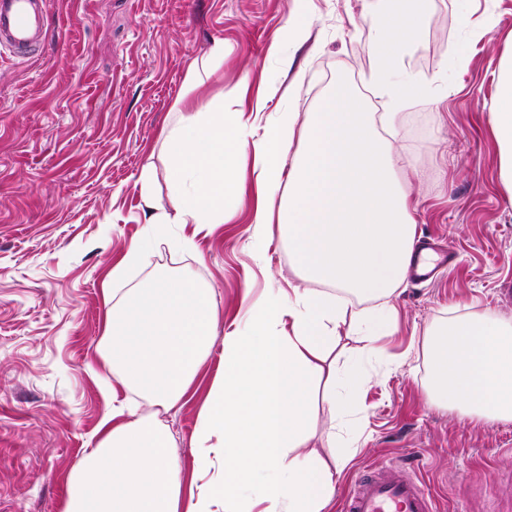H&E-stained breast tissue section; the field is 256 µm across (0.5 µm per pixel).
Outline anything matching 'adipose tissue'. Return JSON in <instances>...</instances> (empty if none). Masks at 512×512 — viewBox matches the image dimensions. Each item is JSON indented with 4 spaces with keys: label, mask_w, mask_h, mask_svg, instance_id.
<instances>
[{
    "label": "adipose tissue",
    "mask_w": 512,
    "mask_h": 512,
    "mask_svg": "<svg viewBox=\"0 0 512 512\" xmlns=\"http://www.w3.org/2000/svg\"><path fill=\"white\" fill-rule=\"evenodd\" d=\"M428 0H377L369 20V81L391 110L421 97L424 84L405 57L429 20ZM294 108L278 113L254 149L258 179L286 188L278 221L303 287L270 292L246 329L225 336L218 371L199 411L194 468H222L218 482L184 491L171 435L117 404L98 442L71 476L62 512H327L349 451L308 450L320 406L330 419L355 421L379 342L395 328L393 298L413 264L415 225L409 194L397 178L390 143L374 115L336 81L296 133ZM499 149V179L512 205V55L502 63L488 118ZM302 143H295V135ZM239 115L204 112L184 101L163 131L172 212L147 218L143 242L113 266V280L141 263L150 241L175 224H220L224 198L240 189L237 159L246 145ZM105 317V354L121 390L140 391L170 409L189 393L206 357L217 306L187 276H158L115 296ZM368 308L348 317L349 297ZM354 352L340 355L342 335ZM428 400L466 417L512 421V323L485 315L451 318L426 334ZM258 493L242 499L241 487Z\"/></svg>",
    "instance_id": "obj_1"
}]
</instances>
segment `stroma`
Segmentation results:
<instances>
[{
	"instance_id": "35a3bbf8",
	"label": "stroma",
	"mask_w": 512,
	"mask_h": 512,
	"mask_svg": "<svg viewBox=\"0 0 512 512\" xmlns=\"http://www.w3.org/2000/svg\"><path fill=\"white\" fill-rule=\"evenodd\" d=\"M373 7L308 0L309 34L289 69L270 48L296 0H45L37 48L0 52V512H61L73 471L98 441L114 380L97 350L102 286L144 234L146 164L155 167L154 204L172 205L159 138L182 98L206 112L242 111L260 135L298 72L299 114L339 80L371 111H388L366 81ZM429 12L406 67L434 83L383 136L410 193L416 242L455 261L400 285L397 329L363 392L336 494L348 492L359 470L403 459L441 512H512V422L463 417L430 404L423 388L428 328L471 313L512 321V206L487 121L499 64L512 53V0H431ZM216 40L223 66L190 87V62ZM273 82L279 91L268 109L251 112ZM239 174L243 192L225 201L223 223L173 225L172 237L154 241L122 282L187 274L219 310L214 344L185 401L166 411L127 395L139 415L170 430L187 483L225 331L244 326L271 289L300 282L277 224L266 227L272 242L263 255L254 251L257 208L279 209L283 194L259 184L253 146L241 153Z\"/></svg>"
}]
</instances>
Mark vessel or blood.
Here are the masks:
<instances>
[{"instance_id": "vessel-or-blood-1", "label": "vessel or blood", "mask_w": 512, "mask_h": 512, "mask_svg": "<svg viewBox=\"0 0 512 512\" xmlns=\"http://www.w3.org/2000/svg\"><path fill=\"white\" fill-rule=\"evenodd\" d=\"M43 22L42 0H0V46L17 53L33 50ZM345 512H435L434 497L405 467L391 465L354 483Z\"/></svg>"}]
</instances>
